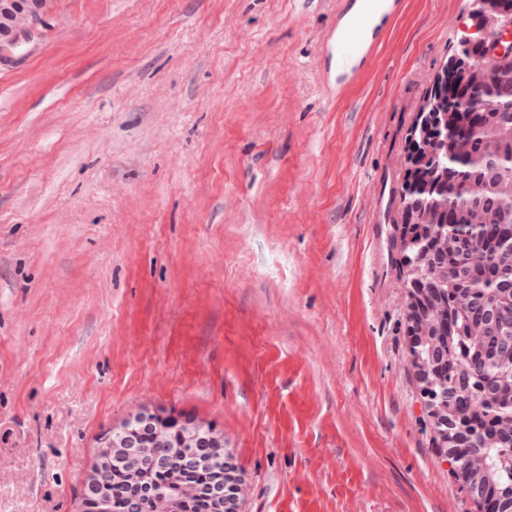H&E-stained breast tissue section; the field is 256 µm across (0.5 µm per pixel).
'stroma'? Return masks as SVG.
I'll use <instances>...</instances> for the list:
<instances>
[{
    "label": "stroma",
    "instance_id": "obj_1",
    "mask_svg": "<svg viewBox=\"0 0 512 512\" xmlns=\"http://www.w3.org/2000/svg\"><path fill=\"white\" fill-rule=\"evenodd\" d=\"M337 0H53L0 56V512H77L142 409L224 434L237 512H476L431 444L392 246L472 0H406L344 92Z\"/></svg>",
    "mask_w": 512,
    "mask_h": 512
}]
</instances>
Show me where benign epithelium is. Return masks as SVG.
<instances>
[{
	"mask_svg": "<svg viewBox=\"0 0 512 512\" xmlns=\"http://www.w3.org/2000/svg\"><path fill=\"white\" fill-rule=\"evenodd\" d=\"M0 0V52L17 46L23 35L33 29L49 10L51 0ZM503 0H476L473 12L475 30L479 36L474 42L481 45L484 61L473 63L459 56L450 58L437 73L433 84L436 95L426 97L416 122L409 133L412 145L409 163V182L417 195L411 207L409 224L403 226L404 249H413L416 234L427 231L432 238L431 252L455 262L459 270V284L453 292L442 289L438 281L423 286L418 279L404 280L406 315L410 325L409 347L411 365L420 385L428 388L453 365L448 357L451 323L443 310L448 298H453L460 310L471 306L474 294L469 281L482 267V255L467 246L465 239L441 230L442 201L440 192L453 195L458 187L448 182L434 164L442 151L451 149L454 155H466L471 143L466 139L453 142L440 139V132L456 124L463 113L471 110L468 100L462 99L454 109L442 102L441 90L448 80L458 76L470 85L490 81L495 65L512 63V27L507 18ZM512 148V127L500 125L487 149L500 152ZM484 196L504 199L512 196V179H494L472 186ZM465 222L470 228L483 224H504L505 215L497 208L484 205L465 210ZM495 330V345L485 347L487 331ZM467 336L476 344V357L490 366L480 391L477 404L501 415L483 430L479 442H471L469 411L457 413L448 409V401L441 400L429 411V418L441 429L442 447L453 456L463 457L460 476L474 496L483 503L497 506L499 512L512 508V492L503 487L489 466L483 449L512 437V285L504 283L500 299L490 303L481 316L469 322ZM224 447V434L210 425L197 422L173 411L142 410L131 414L119 426L113 427L101 439L94 466L83 479L84 493L80 512H114L112 486L105 477L114 470L121 472L126 485L139 491L129 500L126 512H178V500L202 501L208 512H224V498L228 490L224 484V465L214 455L199 448ZM160 448L166 449L171 463L186 467L175 482L176 492L155 479L147 469Z\"/></svg>",
	"mask_w": 512,
	"mask_h": 512,
	"instance_id": "benign-epithelium-1",
	"label": "benign epithelium"
}]
</instances>
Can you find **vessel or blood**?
I'll return each mask as SVG.
<instances>
[{"label": "vessel or blood", "instance_id": "obj_1", "mask_svg": "<svg viewBox=\"0 0 512 512\" xmlns=\"http://www.w3.org/2000/svg\"><path fill=\"white\" fill-rule=\"evenodd\" d=\"M404 4L405 0H339L330 35L320 50L326 81L340 91L356 83Z\"/></svg>", "mask_w": 512, "mask_h": 512}]
</instances>
